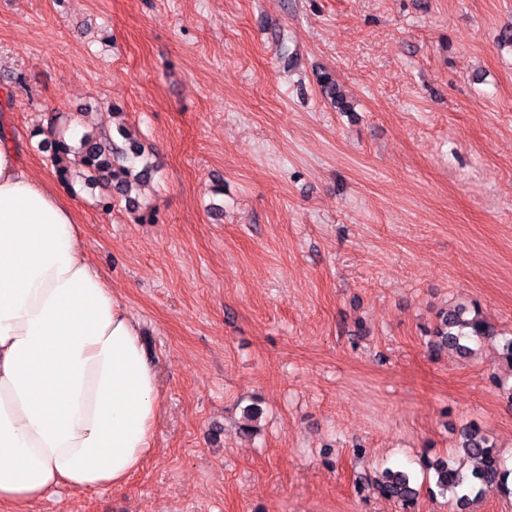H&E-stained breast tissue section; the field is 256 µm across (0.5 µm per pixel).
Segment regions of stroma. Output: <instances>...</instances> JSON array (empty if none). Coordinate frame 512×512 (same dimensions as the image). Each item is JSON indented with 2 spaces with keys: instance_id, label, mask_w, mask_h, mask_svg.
Returning a JSON list of instances; mask_svg holds the SVG:
<instances>
[{
  "instance_id": "35a3bbf8",
  "label": "stroma",
  "mask_w": 512,
  "mask_h": 512,
  "mask_svg": "<svg viewBox=\"0 0 512 512\" xmlns=\"http://www.w3.org/2000/svg\"><path fill=\"white\" fill-rule=\"evenodd\" d=\"M509 27L512 0H0V119L159 378L141 468L29 512H399L375 470L471 420L512 462V365L428 344L455 305L512 334ZM55 113L144 145L139 214L60 177ZM316 83L322 94L330 100L340 112H347L350 106L344 90L336 81V78L326 69L316 73Z\"/></svg>"
}]
</instances>
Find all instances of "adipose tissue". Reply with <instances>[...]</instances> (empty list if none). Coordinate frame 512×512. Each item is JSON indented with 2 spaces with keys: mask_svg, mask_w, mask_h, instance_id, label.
Listing matches in <instances>:
<instances>
[{
  "mask_svg": "<svg viewBox=\"0 0 512 512\" xmlns=\"http://www.w3.org/2000/svg\"><path fill=\"white\" fill-rule=\"evenodd\" d=\"M158 409L138 326L72 209L0 139V504L124 484Z\"/></svg>",
  "mask_w": 512,
  "mask_h": 512,
  "instance_id": "ef3b65f1",
  "label": "adipose tissue"
}]
</instances>
